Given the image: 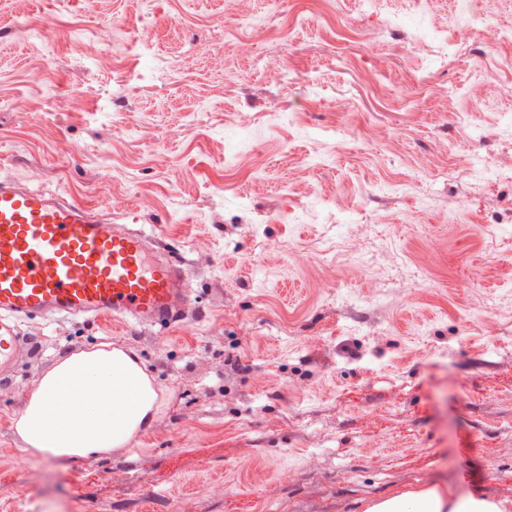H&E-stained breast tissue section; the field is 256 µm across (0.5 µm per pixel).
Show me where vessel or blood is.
<instances>
[{
  "label": "vessel or blood",
  "mask_w": 512,
  "mask_h": 512,
  "mask_svg": "<svg viewBox=\"0 0 512 512\" xmlns=\"http://www.w3.org/2000/svg\"><path fill=\"white\" fill-rule=\"evenodd\" d=\"M181 261L97 206L0 176V380L31 351L19 323L109 315L168 330L190 290Z\"/></svg>",
  "instance_id": "vessel-or-blood-1"
}]
</instances>
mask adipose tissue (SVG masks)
Listing matches in <instances>:
<instances>
[{"mask_svg":"<svg viewBox=\"0 0 512 512\" xmlns=\"http://www.w3.org/2000/svg\"><path fill=\"white\" fill-rule=\"evenodd\" d=\"M158 395L139 363L105 343L61 357L39 379L15 429L47 461L112 454L148 424ZM361 512H512V502L436 481L389 497L359 499Z\"/></svg>","mask_w":512,"mask_h":512,"instance_id":"adipose-tissue-1","label":"adipose tissue"}]
</instances>
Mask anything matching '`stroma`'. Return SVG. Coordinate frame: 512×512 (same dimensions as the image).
Listing matches in <instances>:
<instances>
[{
	"instance_id": "35a3bbf8",
	"label": "stroma",
	"mask_w": 512,
	"mask_h": 512,
	"mask_svg": "<svg viewBox=\"0 0 512 512\" xmlns=\"http://www.w3.org/2000/svg\"><path fill=\"white\" fill-rule=\"evenodd\" d=\"M473 11L512 28V0H0V172L157 234L192 288L167 333L24 325L0 512H356L438 479L512 501V65L459 37ZM100 343L158 412L128 453L31 456L34 383Z\"/></svg>"
}]
</instances>
